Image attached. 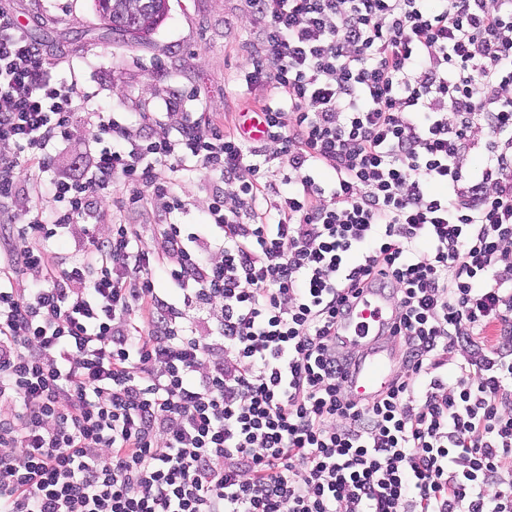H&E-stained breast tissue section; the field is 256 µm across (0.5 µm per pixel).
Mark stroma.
I'll use <instances>...</instances> for the list:
<instances>
[{"instance_id":"35a3bbf8","label":"stroma","mask_w":512,"mask_h":512,"mask_svg":"<svg viewBox=\"0 0 512 512\" xmlns=\"http://www.w3.org/2000/svg\"><path fill=\"white\" fill-rule=\"evenodd\" d=\"M55 63L76 75L95 101L137 124L161 112L174 92L194 88L215 122L238 111L233 81L254 27L244 0H168L167 18L146 39L112 34L93 0H0Z\"/></svg>"}]
</instances>
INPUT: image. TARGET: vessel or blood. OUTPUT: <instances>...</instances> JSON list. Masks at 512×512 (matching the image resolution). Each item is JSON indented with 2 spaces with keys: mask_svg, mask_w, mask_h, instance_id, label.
Returning <instances> with one entry per match:
<instances>
[{
  "mask_svg": "<svg viewBox=\"0 0 512 512\" xmlns=\"http://www.w3.org/2000/svg\"><path fill=\"white\" fill-rule=\"evenodd\" d=\"M394 305L386 296L368 294L343 329L342 339L349 345H364L360 371L353 382L354 391L369 398L385 389L395 369V350L392 345L376 340L378 332L390 320Z\"/></svg>",
  "mask_w": 512,
  "mask_h": 512,
  "instance_id": "1",
  "label": "vessel or blood"
}]
</instances>
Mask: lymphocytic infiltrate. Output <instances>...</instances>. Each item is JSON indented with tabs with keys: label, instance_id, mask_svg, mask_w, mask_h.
<instances>
[{
	"label": "lymphocytic infiltrate",
	"instance_id": "lymphocytic-infiltrate-1",
	"mask_svg": "<svg viewBox=\"0 0 512 512\" xmlns=\"http://www.w3.org/2000/svg\"><path fill=\"white\" fill-rule=\"evenodd\" d=\"M245 2L259 142L193 89L131 135L0 8V512H512V0ZM366 288L403 369L362 402ZM204 180L195 179L183 183L180 187L190 205L177 221L181 224H204L205 212L209 203V193L202 187ZM160 214V204H157L147 210L131 212L125 215L123 213L122 220L128 224H140L143 244L152 247L155 244V225L159 222Z\"/></svg>",
	"mask_w": 512,
	"mask_h": 512
}]
</instances>
